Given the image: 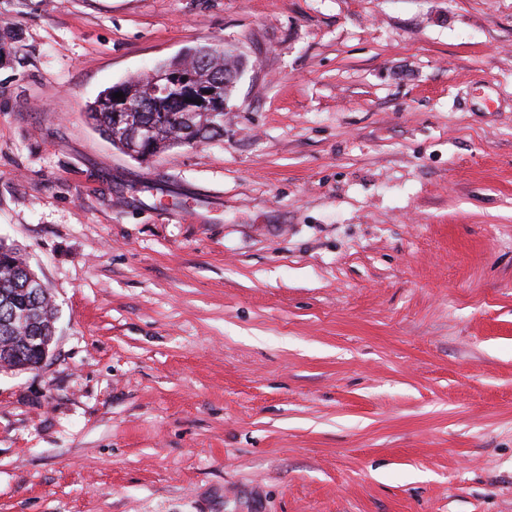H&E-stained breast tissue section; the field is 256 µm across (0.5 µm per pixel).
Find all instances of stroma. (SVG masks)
<instances>
[{
	"label": "stroma",
	"mask_w": 512,
	"mask_h": 512,
	"mask_svg": "<svg viewBox=\"0 0 512 512\" xmlns=\"http://www.w3.org/2000/svg\"><path fill=\"white\" fill-rule=\"evenodd\" d=\"M0 238L58 307L0 369V512H512V0H0ZM224 134L101 91L200 46ZM223 49L204 47L193 54L192 59L198 65L193 67L192 76L186 67L185 61L175 58L170 67L164 68L152 78L115 84L104 90L99 97L90 105L87 118L94 128L99 131L111 144L115 145V139L122 145L124 135L128 129L136 127H149L153 130L152 136L145 140H136L132 143L126 141V145L132 150L131 157L144 158L154 156L165 151L172 145L169 135L174 128L180 131L198 130L207 128L208 136L219 135L224 129V112H212L210 108L188 109L184 112H172L178 103L170 100V97H153L150 95V85L156 95H167L179 88H185L187 92H194L191 83L193 78L198 84L211 85L215 90V97L224 101V111L227 101L232 96L235 87L225 88L214 86L211 82V66L209 64L215 57L222 54ZM123 92L122 99H115L113 94ZM227 101H225V100ZM128 101L136 104L140 110L135 112H116L122 102ZM174 130L170 135L174 145H193L201 139V135L185 139L177 135ZM132 145V147L130 146ZM126 153V152H125Z\"/></svg>",
	"instance_id": "obj_1"
}]
</instances>
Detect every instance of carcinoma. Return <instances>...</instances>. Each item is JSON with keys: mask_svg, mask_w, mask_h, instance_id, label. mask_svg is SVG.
Instances as JSON below:
<instances>
[{"mask_svg": "<svg viewBox=\"0 0 512 512\" xmlns=\"http://www.w3.org/2000/svg\"><path fill=\"white\" fill-rule=\"evenodd\" d=\"M151 79L115 84L104 90L90 105L87 118L94 128L109 141H124L125 132L136 127H149L152 136L132 142L135 157L154 156L171 147L169 135L175 128L181 131L208 129V135H218L224 129V113L210 108L176 112L177 101L150 95ZM121 92L117 99L113 94ZM139 106L135 112H119L123 101ZM31 267L20 249L0 241V344L12 336H26L28 329L38 330L54 314L51 299L36 295L40 287L31 279ZM38 356L26 345L16 343L11 367L19 371L33 368Z\"/></svg>", "mask_w": 512, "mask_h": 512, "instance_id": "carcinoma-1", "label": "carcinoma"}]
</instances>
